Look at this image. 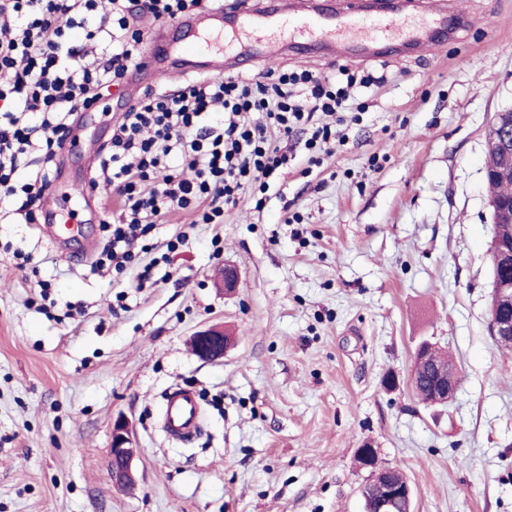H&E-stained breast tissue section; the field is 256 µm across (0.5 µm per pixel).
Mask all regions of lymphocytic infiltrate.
Returning a JSON list of instances; mask_svg holds the SVG:
<instances>
[{
	"instance_id": "lymphocytic-infiltrate-1",
	"label": "lymphocytic infiltrate",
	"mask_w": 512,
	"mask_h": 512,
	"mask_svg": "<svg viewBox=\"0 0 512 512\" xmlns=\"http://www.w3.org/2000/svg\"><path fill=\"white\" fill-rule=\"evenodd\" d=\"M220 0H0V220L5 199L26 205L49 184L40 173L16 185L18 163L33 151L52 159L77 112L121 83L146 42L137 19L165 23ZM384 76L349 68L323 76L285 70L275 78L236 73L195 78L172 93L145 95L112 130L100 161L123 218L112 227L105 259L131 267V243L153 225L192 209L200 223L220 224L246 191L267 193L288 170L286 142L304 134L310 164L345 145L360 120L355 88Z\"/></svg>"
}]
</instances>
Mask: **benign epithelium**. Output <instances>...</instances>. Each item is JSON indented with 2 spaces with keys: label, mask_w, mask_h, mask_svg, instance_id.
<instances>
[{
  "label": "benign epithelium",
  "mask_w": 512,
  "mask_h": 512,
  "mask_svg": "<svg viewBox=\"0 0 512 512\" xmlns=\"http://www.w3.org/2000/svg\"><path fill=\"white\" fill-rule=\"evenodd\" d=\"M485 153L492 156L497 166L484 169V181H509L512 183V109L497 113L486 135ZM491 223L499 226L491 239L492 264L491 294L488 306L489 335L496 343L512 342V194L489 196ZM228 339L224 327L210 326L192 336L195 354L204 361L224 358ZM434 386L442 393V402L451 400L459 386V371L454 364L435 369ZM358 463L371 470L370 484L382 488L383 500L377 512H389L392 502L398 499L412 500V488L408 479L396 481L388 468L377 467V450L365 442L358 450ZM134 449L128 420L116 418L112 423L110 468L113 479L123 485L134 483Z\"/></svg>",
  "instance_id": "1"
}]
</instances>
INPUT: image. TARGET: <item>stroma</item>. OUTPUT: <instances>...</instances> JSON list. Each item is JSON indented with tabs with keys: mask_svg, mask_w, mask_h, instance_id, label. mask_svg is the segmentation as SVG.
<instances>
[{
	"mask_svg": "<svg viewBox=\"0 0 512 512\" xmlns=\"http://www.w3.org/2000/svg\"><path fill=\"white\" fill-rule=\"evenodd\" d=\"M457 8L448 40L348 60L387 82L321 165L293 147L263 209L246 199L220 224L177 213L154 225L137 254L152 268L144 286L94 268L109 231L95 217L104 188L81 192L96 176L86 157L65 160L61 210L93 243L85 260L35 225L0 223V512H363L367 441L405 472L413 512H512V351L488 331L484 183L488 127L512 109V0ZM126 106L111 87L79 141L107 152ZM227 263L241 272L232 296L215 285ZM214 324L234 344L206 362L190 338ZM423 337L460 371L436 407L410 386ZM178 385L204 411L186 442L161 422ZM120 416L131 488L109 467Z\"/></svg>",
	"mask_w": 512,
	"mask_h": 512,
	"instance_id": "35a3bbf8",
	"label": "stroma"
}]
</instances>
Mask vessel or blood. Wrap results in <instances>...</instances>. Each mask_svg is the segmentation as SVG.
Masks as SVG:
<instances>
[{"mask_svg":"<svg viewBox=\"0 0 512 512\" xmlns=\"http://www.w3.org/2000/svg\"><path fill=\"white\" fill-rule=\"evenodd\" d=\"M357 0L341 9L312 7L311 0H286L283 8L257 4L230 11L218 8L181 19L183 36L168 54L183 72L218 78L236 64L261 67L273 57L281 41L301 40L363 51L386 42L426 45L431 34L448 24L438 0L417 13L366 21ZM43 234L61 253H69L71 225L60 223L50 206H43ZM202 409L196 395L184 388L171 389L163 407V429L180 441L200 430Z\"/></svg>","mask_w":512,"mask_h":512,"instance_id":"1","label":"vessel or blood"}]
</instances>
